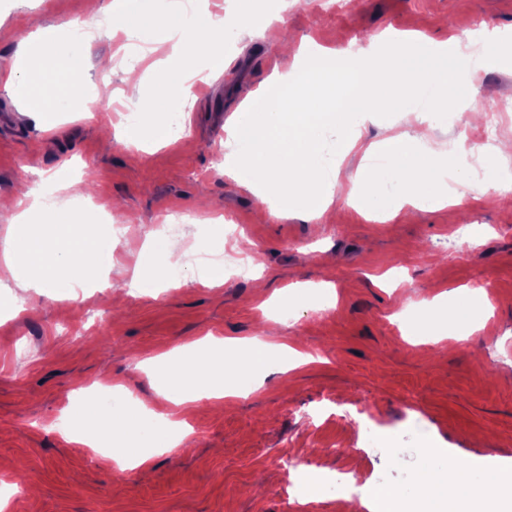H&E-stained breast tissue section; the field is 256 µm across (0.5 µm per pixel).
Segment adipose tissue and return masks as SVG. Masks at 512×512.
<instances>
[{"label": "adipose tissue", "mask_w": 512, "mask_h": 512, "mask_svg": "<svg viewBox=\"0 0 512 512\" xmlns=\"http://www.w3.org/2000/svg\"><path fill=\"white\" fill-rule=\"evenodd\" d=\"M128 38L165 50L178 58L174 68L152 73L155 111L167 122L124 124L119 140L126 145L172 143L182 140L180 109L185 106L198 61L207 57L213 69L224 67V54L214 42V21L207 12H186L178 0L169 10L154 6L145 13L143 0H123ZM87 42L64 33H46L22 43L15 54L0 55V85L34 112H73L84 100L89 82L82 66ZM482 63L463 52L457 38L416 45L413 38L394 34L369 48L335 54L309 41L275 64V92L257 96L235 115L227 131L235 164L230 174L241 182L263 175L281 203L293 202L327 220L339 185L340 166L361 145L369 116L411 113L416 128L384 140L368 167L357 168L350 181L357 189L359 208L368 216L396 218L412 208H442L454 201L440 179L453 173L463 191L482 197L496 191L494 182L472 177L465 168L448 166V147L424 144L423 125L433 111L417 100L419 87L437 81L439 111L459 102L463 89L474 88ZM8 223L18 231L4 260L14 284L38 286L44 293L71 295L82 281L113 265L112 239L78 229L70 213L44 207L38 195L8 208ZM148 273L134 281L139 293L156 296L163 286L181 285L182 262L165 235H154L148 246ZM420 323L428 335L465 341L488 319L479 290L461 288L454 296L439 294L424 303ZM246 356L232 379L224 377V354ZM311 357L285 343L261 338L224 339L207 336L183 345L178 353L142 360L148 374L159 377L158 394L165 401L156 411L133 397L125 385L98 390L88 407L72 413L80 429L72 438L94 447L100 435L113 437L119 449L112 459L119 468H145L157 450L170 451L188 435V419L198 401L227 404L262 386L272 367L292 370ZM422 498H439L449 512L466 503L467 512H507L512 507V470L474 461L449 465L434 448L420 452L412 484L397 493L391 512Z\"/></svg>", "instance_id": "obj_1"}]
</instances>
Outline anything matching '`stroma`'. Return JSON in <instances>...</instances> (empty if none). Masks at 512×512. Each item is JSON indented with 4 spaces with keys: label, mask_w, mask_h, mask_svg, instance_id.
<instances>
[{
    "label": "stroma",
    "mask_w": 512,
    "mask_h": 512,
    "mask_svg": "<svg viewBox=\"0 0 512 512\" xmlns=\"http://www.w3.org/2000/svg\"><path fill=\"white\" fill-rule=\"evenodd\" d=\"M110 0H0V55L67 16L93 20L86 65L93 84L109 81L111 101L137 103L153 120L150 85L125 82L124 68L143 53L122 48L105 8ZM287 33L328 48L357 50L388 31L416 30L441 40L467 29L512 30V0H351L347 12H321L315 0H288ZM278 48L270 31L233 39L226 70L195 89L183 117L193 149L123 148L103 127L116 112H65L38 127L22 101L0 88V198L17 199L30 182L59 174V205L80 215L81 199L113 208L118 253L99 287L74 296L0 288V477L23 479L6 512H349L346 498L314 484L345 466L365 488L385 479L402 488L419 451L444 448L453 462H512V195L465 196L452 207L417 209L409 220L371 219L351 204L349 174L363 153L345 158L335 219L279 207L256 187L224 172L226 127L266 86ZM112 60L101 71L100 58ZM186 221L170 241L188 251L183 286L152 299L132 295L135 257L154 236L159 214ZM231 217L239 237L262 256L258 280H199L206 221ZM478 230L471 243L454 225ZM266 296L299 283L331 282L327 312L301 308L279 327V341L299 344L314 360L270 372L263 387L215 411L200 402L181 448L146 470L113 466L69 441L63 427L83 388L119 380L148 406L159 403L142 359L192 340L252 338L266 324L254 288ZM484 283L491 315L466 342L406 339L396 315L441 292ZM35 315H4L16 300ZM402 444L395 454L393 444Z\"/></svg>",
    "instance_id": "stroma-1"
}]
</instances>
